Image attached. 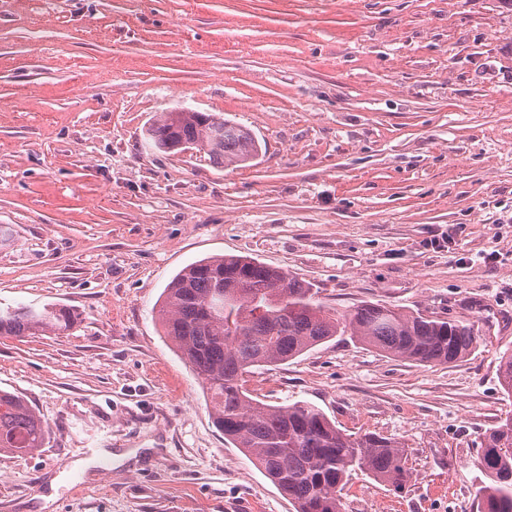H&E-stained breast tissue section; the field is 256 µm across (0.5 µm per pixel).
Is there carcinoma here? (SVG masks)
I'll list each match as a JSON object with an SVG mask.
<instances>
[{"mask_svg":"<svg viewBox=\"0 0 512 512\" xmlns=\"http://www.w3.org/2000/svg\"><path fill=\"white\" fill-rule=\"evenodd\" d=\"M163 152L183 145L219 164H245L259 144L243 127L201 112H166L147 130ZM158 321L202 379L211 415L224 439L238 448L286 498L294 512H342L341 491L360 470L396 488L409 477L405 449L394 438L350 436L317 406H271L252 399L245 377L253 369L294 359L338 334L394 358L425 365L463 361L476 347L468 319H441L365 302L345 314L315 298L312 285L247 255H224L183 268L165 288ZM63 307L27 305L0 311V336H35L72 329ZM497 377L512 396V352ZM48 425L14 393L0 390V452L28 454L45 445ZM477 466L488 482L478 490V512H512V416L491 428Z\"/></svg>","mask_w":512,"mask_h":512,"instance_id":"obj_1","label":"carcinoma"}]
</instances>
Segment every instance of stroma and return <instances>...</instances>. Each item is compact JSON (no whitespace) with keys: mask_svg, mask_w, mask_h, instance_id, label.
<instances>
[{"mask_svg":"<svg viewBox=\"0 0 512 512\" xmlns=\"http://www.w3.org/2000/svg\"><path fill=\"white\" fill-rule=\"evenodd\" d=\"M182 109L257 155L148 150ZM0 227V310L75 316L0 337V390L49 426L0 453V512H293L156 315L177 272L232 254L341 312L474 321L455 364L344 335L247 388L404 445L405 487L352 472L343 512H476L477 449L512 416V0H0ZM74 323V315L63 307L36 309L19 305L0 311V336H35L48 330L64 332L72 329Z\"/></svg>","mask_w":512,"mask_h":512,"instance_id":"1","label":"stroma"}]
</instances>
